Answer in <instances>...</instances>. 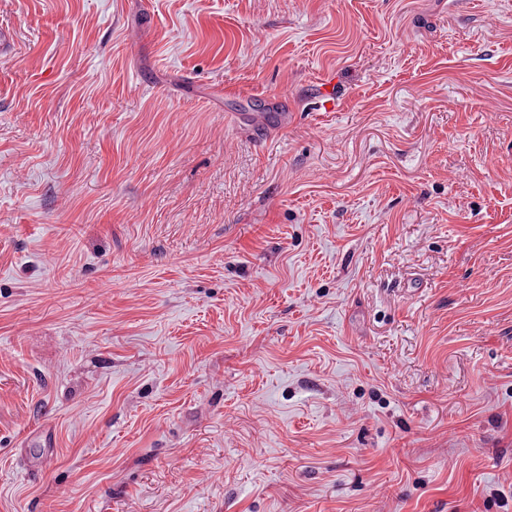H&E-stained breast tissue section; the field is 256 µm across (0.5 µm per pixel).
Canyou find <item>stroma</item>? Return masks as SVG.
Listing matches in <instances>:
<instances>
[{
  "label": "stroma",
  "instance_id": "1",
  "mask_svg": "<svg viewBox=\"0 0 512 512\" xmlns=\"http://www.w3.org/2000/svg\"><path fill=\"white\" fill-rule=\"evenodd\" d=\"M0 28V512H512V0Z\"/></svg>",
  "mask_w": 512,
  "mask_h": 512
}]
</instances>
